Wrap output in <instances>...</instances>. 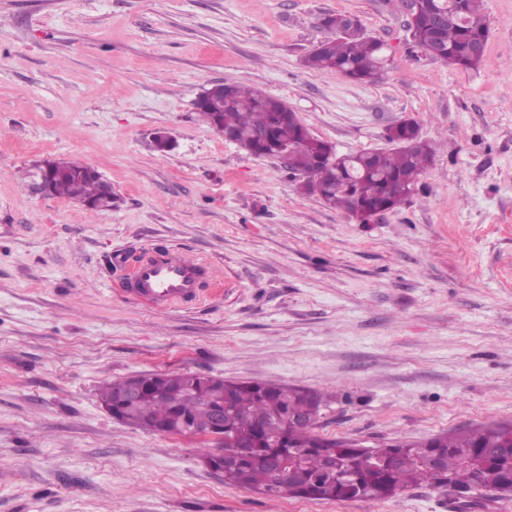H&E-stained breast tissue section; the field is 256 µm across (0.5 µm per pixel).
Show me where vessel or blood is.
<instances>
[{"label":"vessel or blood","mask_w":512,"mask_h":512,"mask_svg":"<svg viewBox=\"0 0 512 512\" xmlns=\"http://www.w3.org/2000/svg\"><path fill=\"white\" fill-rule=\"evenodd\" d=\"M120 291L130 298H145L167 309L199 300L203 283L213 281L211 266L187 259L179 250H149L124 260Z\"/></svg>","instance_id":"1"}]
</instances>
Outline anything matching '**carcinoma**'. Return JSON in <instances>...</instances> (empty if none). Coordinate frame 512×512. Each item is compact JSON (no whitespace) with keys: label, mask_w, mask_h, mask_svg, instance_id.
Here are the masks:
<instances>
[{"label":"carcinoma","mask_w":512,"mask_h":512,"mask_svg":"<svg viewBox=\"0 0 512 512\" xmlns=\"http://www.w3.org/2000/svg\"><path fill=\"white\" fill-rule=\"evenodd\" d=\"M323 19L329 39L322 50L307 54L305 66L359 83L376 82L387 60L383 42L370 37L361 23L341 34L344 15L325 14ZM406 30L414 48L465 69L480 62L472 44L489 34L482 0H420L414 26ZM231 88L232 95L224 102L194 104L203 122L223 129L232 142L255 156L273 158L288 152V173L308 174L321 187L318 194L310 189L302 194L352 216L370 206L391 211L403 205L434 159V147L421 138L418 124L410 119L387 129L386 139L395 144L389 151L324 160L326 142L314 137L299 117L288 115L284 100L237 82ZM48 182L50 194L99 211H112L121 203L116 192L105 189L99 173L77 161L53 162ZM138 380L145 392L133 408L120 400L131 378L102 385L99 399L146 432L173 434L186 426L204 431L218 410H224V457L203 448L201 459L220 467L229 485L270 496L286 489L291 498L338 501L385 500L423 485L448 487L462 512L479 505V498L470 495L475 486L493 499L512 501V449L502 447L512 425H480L419 442L360 448L356 442L325 439L311 425L289 423L292 416L315 422L323 418L333 398L326 391L189 372H149ZM154 386L163 392L162 399L155 397ZM270 456L296 461V478H270L264 464Z\"/></svg>","instance_id":"obj_1"}]
</instances>
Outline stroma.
<instances>
[{
    "instance_id": "1",
    "label": "stroma",
    "mask_w": 512,
    "mask_h": 512,
    "mask_svg": "<svg viewBox=\"0 0 512 512\" xmlns=\"http://www.w3.org/2000/svg\"><path fill=\"white\" fill-rule=\"evenodd\" d=\"M483 12L463 70L409 48L398 0H0V512H456L427 486L334 501L227 485L200 438L117 422L98 390L144 372L329 389L317 434L369 448L512 422V0ZM326 13L386 44L377 82L305 67ZM221 81L283 99L341 154L389 149L387 128L415 120L434 161L359 223L199 119ZM61 158L121 206L41 194L35 164ZM153 248L221 286L162 310L120 296L115 256Z\"/></svg>"
}]
</instances>
